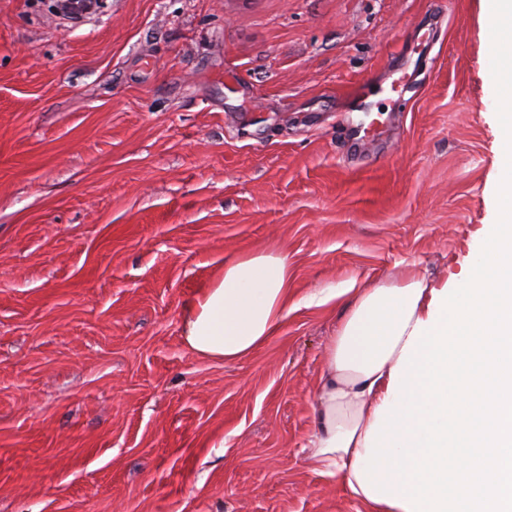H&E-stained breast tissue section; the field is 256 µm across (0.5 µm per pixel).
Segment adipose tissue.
I'll list each match as a JSON object with an SVG mask.
<instances>
[{"mask_svg": "<svg viewBox=\"0 0 512 512\" xmlns=\"http://www.w3.org/2000/svg\"><path fill=\"white\" fill-rule=\"evenodd\" d=\"M506 35L496 87L512 149V0H491ZM497 218L453 287L417 269L295 298L286 252L226 260L183 313L199 357L244 358L294 309L342 300L305 449L363 512H512V177Z\"/></svg>", "mask_w": 512, "mask_h": 512, "instance_id": "obj_1", "label": "adipose tissue"}]
</instances>
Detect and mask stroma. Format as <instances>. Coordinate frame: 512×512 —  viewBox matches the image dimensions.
Returning a JSON list of instances; mask_svg holds the SVG:
<instances>
[{
  "label": "stroma",
  "mask_w": 512,
  "mask_h": 512,
  "mask_svg": "<svg viewBox=\"0 0 512 512\" xmlns=\"http://www.w3.org/2000/svg\"><path fill=\"white\" fill-rule=\"evenodd\" d=\"M99 2L0 0V512H355L303 449L339 302L225 363L183 312L263 248L299 298L461 277L500 140L481 0Z\"/></svg>",
  "instance_id": "stroma-1"
}]
</instances>
